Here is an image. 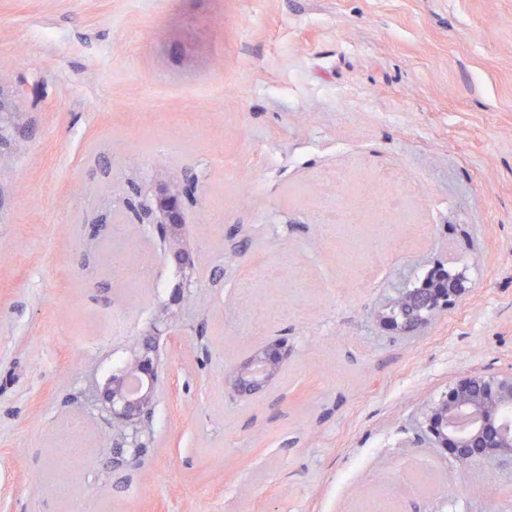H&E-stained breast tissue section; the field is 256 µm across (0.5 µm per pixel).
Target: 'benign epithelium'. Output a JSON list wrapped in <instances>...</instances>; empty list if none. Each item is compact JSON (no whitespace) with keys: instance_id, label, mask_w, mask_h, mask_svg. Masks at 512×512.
<instances>
[{"instance_id":"1","label":"benign epithelium","mask_w":512,"mask_h":512,"mask_svg":"<svg viewBox=\"0 0 512 512\" xmlns=\"http://www.w3.org/2000/svg\"><path fill=\"white\" fill-rule=\"evenodd\" d=\"M194 189L193 184L170 178L159 172L154 180L157 207L149 222L162 228L163 253L182 267L198 261L195 251L187 247L183 233L182 208ZM465 289L457 281L448 283V292L436 294L433 289L408 288L397 292L395 305L426 304L434 312L424 315L413 327H427L435 314L459 301ZM288 360V348L281 342L258 346L245 362L225 371L224 389L233 396H250L270 386ZM137 376L149 384L144 390L127 387L129 376ZM160 375V364L152 348L143 343L134 346L126 374L117 376L94 396L100 398L112 419V465L137 467L147 451L144 439L151 434L155 409L154 386ZM512 373L501 375H469L448 389V395L427 405L421 429L439 448L449 450L457 462L482 459L498 464L512 461Z\"/></svg>"}]
</instances>
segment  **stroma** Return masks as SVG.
<instances>
[{"instance_id": "1", "label": "stroma", "mask_w": 512, "mask_h": 512, "mask_svg": "<svg viewBox=\"0 0 512 512\" xmlns=\"http://www.w3.org/2000/svg\"><path fill=\"white\" fill-rule=\"evenodd\" d=\"M0 83L25 123L0 145V512H351L420 461L449 491L398 512H512L511 465L417 439L459 379L512 373V0H0ZM160 167L198 181L191 268L126 210ZM364 168L426 222L316 225L320 176ZM439 263L466 292L423 335L372 320ZM146 339L153 438L116 468L82 394ZM274 340L279 378L227 395ZM288 360V348L281 342L258 346L245 362L225 371L224 389L232 396H250L263 391L278 377ZM259 368V378L252 376Z\"/></svg>"}]
</instances>
